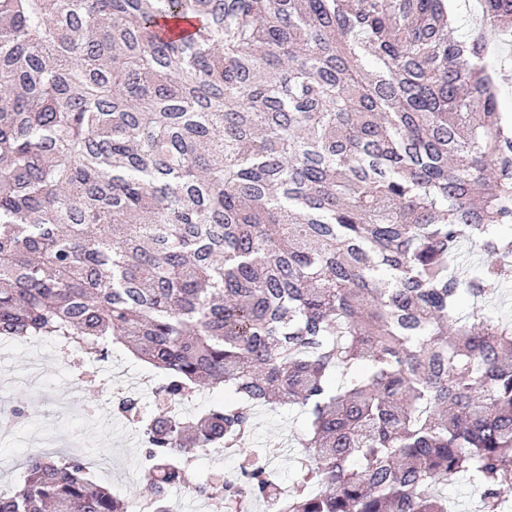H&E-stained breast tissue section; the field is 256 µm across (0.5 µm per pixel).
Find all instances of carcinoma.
I'll return each instance as SVG.
<instances>
[{
    "instance_id": "carcinoma-1",
    "label": "carcinoma",
    "mask_w": 512,
    "mask_h": 512,
    "mask_svg": "<svg viewBox=\"0 0 512 512\" xmlns=\"http://www.w3.org/2000/svg\"><path fill=\"white\" fill-rule=\"evenodd\" d=\"M0 0V336L123 343L238 402L145 423L155 512L196 452L298 406L217 512H480L512 494V0ZM492 260L463 278L466 248ZM467 296L483 307L460 311ZM39 451L0 512H134ZM255 427L250 439V445L244 448L265 446L269 443L281 442L282 455L272 463V467L279 472L280 482L292 490L300 479L293 458L299 456L302 448H298V439L306 430L304 415L298 407L270 411L265 408L255 409ZM439 489L448 496L449 503L458 512H477L476 503L470 499L467 483L464 478L448 481V485L441 484Z\"/></svg>"
}]
</instances>
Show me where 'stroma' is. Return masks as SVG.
<instances>
[{
  "mask_svg": "<svg viewBox=\"0 0 512 512\" xmlns=\"http://www.w3.org/2000/svg\"><path fill=\"white\" fill-rule=\"evenodd\" d=\"M109 365L101 369L98 380L71 389L70 383L80 367V358L63 354L53 340H43L40 348L30 343L0 336V389L6 391L10 403L22 412L17 425L0 431V493H12L21 486L26 461L36 450L38 440L48 434L68 443V455L83 457L95 464L100 457H108L107 468L92 472L94 479L124 497H135L149 502V491L138 478L144 453L142 435L107 404V392L112 373L128 371L130 376L151 371L150 364L138 360L120 343L112 344ZM69 398L80 407L97 409L95 419L87 420L67 413L61 406L62 398ZM255 427L251 446L282 443V455L273 463L285 486L292 487L300 479L294 459L299 456L298 440L306 430V422L299 408L255 411ZM244 451L234 454H198L194 457L183 485L174 487L170 500L182 512H196L197 500L190 487L202 478L215 473L225 477L237 476Z\"/></svg>",
  "mask_w": 512,
  "mask_h": 512,
  "instance_id": "1",
  "label": "stroma"
}]
</instances>
